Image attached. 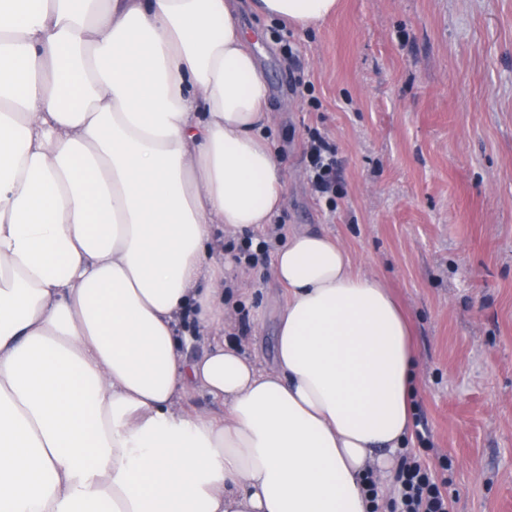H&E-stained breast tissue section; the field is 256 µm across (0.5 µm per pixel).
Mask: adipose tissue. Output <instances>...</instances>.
Here are the masks:
<instances>
[{
	"label": "adipose tissue",
	"instance_id": "obj_1",
	"mask_svg": "<svg viewBox=\"0 0 512 512\" xmlns=\"http://www.w3.org/2000/svg\"><path fill=\"white\" fill-rule=\"evenodd\" d=\"M260 52L235 0H0V512H373L414 425L385 282L291 231L272 368L224 336L217 233L285 198Z\"/></svg>",
	"mask_w": 512,
	"mask_h": 512
}]
</instances>
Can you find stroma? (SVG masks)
<instances>
[{
  "label": "stroma",
  "instance_id": "35a3bbf8",
  "mask_svg": "<svg viewBox=\"0 0 512 512\" xmlns=\"http://www.w3.org/2000/svg\"><path fill=\"white\" fill-rule=\"evenodd\" d=\"M240 17L264 47L279 223L336 237L410 315L409 452L450 512H512V0H341L306 31ZM315 131L336 144L333 198L308 181ZM237 285L234 325L268 369L282 289L266 263Z\"/></svg>",
  "mask_w": 512,
  "mask_h": 512
}]
</instances>
